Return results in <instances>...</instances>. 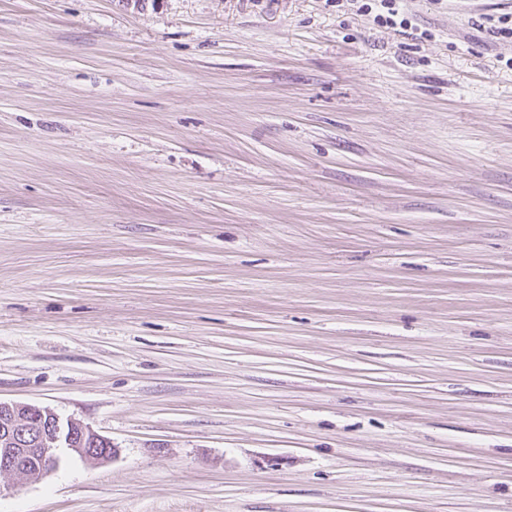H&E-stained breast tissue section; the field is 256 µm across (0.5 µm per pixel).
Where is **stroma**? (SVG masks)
Returning a JSON list of instances; mask_svg holds the SVG:
<instances>
[{"label":"stroma","mask_w":512,"mask_h":512,"mask_svg":"<svg viewBox=\"0 0 512 512\" xmlns=\"http://www.w3.org/2000/svg\"><path fill=\"white\" fill-rule=\"evenodd\" d=\"M0 0V400L112 441L0 512H512V0Z\"/></svg>","instance_id":"stroma-1"}]
</instances>
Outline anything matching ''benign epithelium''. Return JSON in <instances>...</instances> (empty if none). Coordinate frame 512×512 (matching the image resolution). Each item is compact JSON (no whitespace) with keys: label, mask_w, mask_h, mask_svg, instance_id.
I'll return each mask as SVG.
<instances>
[{"label":"benign epithelium","mask_w":512,"mask_h":512,"mask_svg":"<svg viewBox=\"0 0 512 512\" xmlns=\"http://www.w3.org/2000/svg\"><path fill=\"white\" fill-rule=\"evenodd\" d=\"M59 448L96 462L117 452L109 439L78 421H63L33 405L0 401V474L43 476L57 464Z\"/></svg>","instance_id":"1"}]
</instances>
